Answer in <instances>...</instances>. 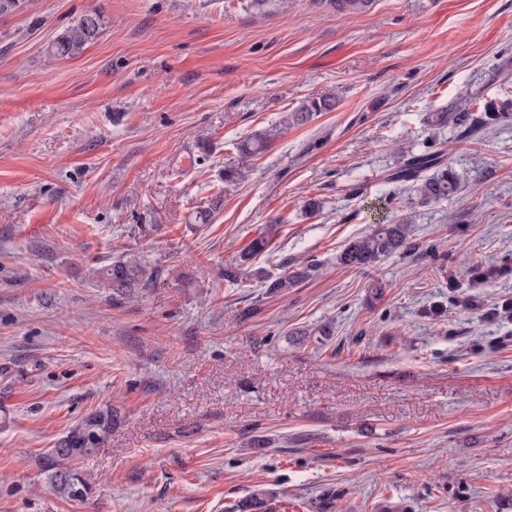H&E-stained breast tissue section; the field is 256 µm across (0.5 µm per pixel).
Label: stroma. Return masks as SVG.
I'll return each instance as SVG.
<instances>
[{"label": "stroma", "instance_id": "obj_1", "mask_svg": "<svg viewBox=\"0 0 512 512\" xmlns=\"http://www.w3.org/2000/svg\"><path fill=\"white\" fill-rule=\"evenodd\" d=\"M94 7L99 37L55 57ZM322 96L333 111L283 127ZM463 98L512 100V0L1 15L0 512H239L257 489L270 512H512V321L492 314L512 300V121L429 125ZM438 149L452 198L386 183L403 151ZM402 218L416 251L340 264ZM125 254L154 274L134 297L96 275ZM300 262L299 287L267 292L260 274ZM106 407L119 420L78 463L94 493L65 500L39 458ZM274 135V133L265 132L238 144L237 151L241 162H247L250 158L256 157L266 150Z\"/></svg>", "mask_w": 512, "mask_h": 512}]
</instances>
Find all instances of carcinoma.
<instances>
[{
	"label": "carcinoma",
	"mask_w": 512,
	"mask_h": 512,
	"mask_svg": "<svg viewBox=\"0 0 512 512\" xmlns=\"http://www.w3.org/2000/svg\"><path fill=\"white\" fill-rule=\"evenodd\" d=\"M371 0H330L331 7L338 13L351 14L366 10ZM103 23V16L97 10L83 14L75 25L65 30L52 43V54L59 58H73L85 47L97 39ZM335 108V98L331 96L312 99L300 108L289 112L283 119L287 126L306 124L322 112ZM486 118L474 116L470 101L462 99L455 104L454 113L435 112L431 116L434 126L445 127L448 121L465 133L476 131L498 120H507L512 116V102L491 103L484 107ZM273 133L257 134L237 146L241 162L261 154L267 149ZM388 183H413V188L423 203H438L453 196L459 187V178L448 165L440 150L424 154L403 155L401 165L386 178ZM400 250L414 251L416 243L412 239L410 224L404 220L377 224L371 232L351 241L340 254V264L349 268L371 266L382 258ZM99 278L115 294L131 295L137 288H145L152 281V274L146 266L132 257H122L112 265L98 271ZM308 276V269L295 267L287 269L270 280L268 285L272 293H288ZM116 414L112 408L97 410L88 414L61 438L57 447L62 452L48 449L39 464L47 474L50 484L62 497L70 501L84 502L92 495V484L76 468L78 460L91 455L103 444L112 432ZM268 499L263 492H253L241 504V512H267Z\"/></svg>",
	"instance_id": "obj_1"
}]
</instances>
